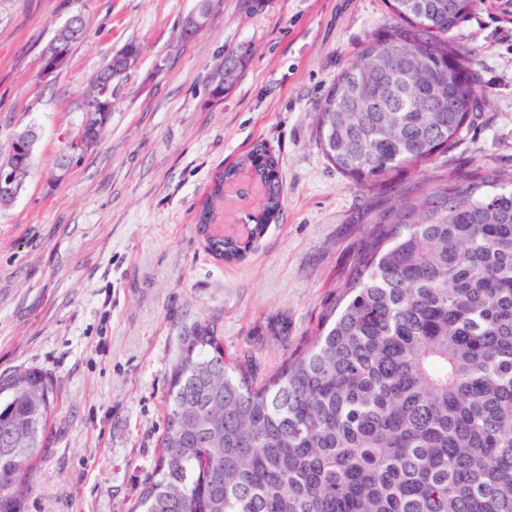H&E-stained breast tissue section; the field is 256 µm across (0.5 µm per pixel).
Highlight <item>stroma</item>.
<instances>
[{
	"label": "stroma",
	"mask_w": 512,
	"mask_h": 512,
	"mask_svg": "<svg viewBox=\"0 0 512 512\" xmlns=\"http://www.w3.org/2000/svg\"><path fill=\"white\" fill-rule=\"evenodd\" d=\"M263 2L219 0L207 29L182 42L196 0H0V155L39 128L25 187L0 207V375L36 368L56 389L21 512H129L155 466L187 328L214 319L227 356L269 372L342 285L365 225L405 191L458 164L512 169V0H483L450 34L475 49L488 108L450 152L379 188L324 156L317 104L381 29L386 0ZM76 14L87 38L41 79L44 47ZM130 41L141 59L102 139L71 150L92 76ZM239 47L250 57L237 85L208 102L210 71ZM159 58L166 68L149 79ZM258 140L279 159L283 209L244 260L227 263L205 249L196 212L215 175ZM281 315L284 341L267 333Z\"/></svg>",
	"instance_id": "stroma-1"
}]
</instances>
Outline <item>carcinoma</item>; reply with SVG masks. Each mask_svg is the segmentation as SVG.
<instances>
[{
	"instance_id": "obj_1",
	"label": "carcinoma",
	"mask_w": 512,
	"mask_h": 512,
	"mask_svg": "<svg viewBox=\"0 0 512 512\" xmlns=\"http://www.w3.org/2000/svg\"><path fill=\"white\" fill-rule=\"evenodd\" d=\"M386 2L381 37L318 105L323 153L363 187L448 152L489 104L475 50L448 40L482 0ZM245 172L262 207L245 236H224L214 202L247 196ZM283 200L278 160L256 141L197 214L206 250L243 259ZM52 403L44 372L0 376V512H21ZM164 411L132 512H512V171L459 167L367 225L314 335L269 374L227 364L211 322L190 327Z\"/></svg>"
}]
</instances>
